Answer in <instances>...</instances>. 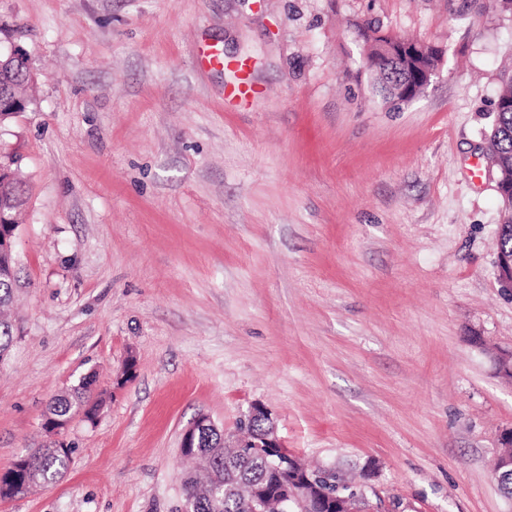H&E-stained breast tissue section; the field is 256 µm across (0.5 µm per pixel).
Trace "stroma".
<instances>
[{"label": "stroma", "instance_id": "stroma-1", "mask_svg": "<svg viewBox=\"0 0 512 512\" xmlns=\"http://www.w3.org/2000/svg\"><path fill=\"white\" fill-rule=\"evenodd\" d=\"M483 0H0L34 102L0 127L28 203L0 467L52 446L56 484L0 512H181V434L253 406L289 452L366 486V512H512V292L484 138L512 20ZM445 55L423 94L368 92L355 24ZM225 67L203 69L199 45ZM241 82L248 101L224 98ZM90 382H82L81 387L66 395L57 396L48 407V413L57 417H67L78 408L91 404Z\"/></svg>", "mask_w": 512, "mask_h": 512}]
</instances>
